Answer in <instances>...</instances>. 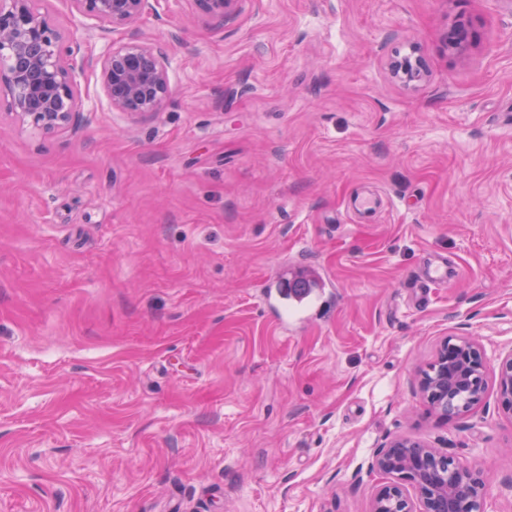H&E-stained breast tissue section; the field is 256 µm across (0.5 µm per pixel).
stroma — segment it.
<instances>
[{"mask_svg": "<svg viewBox=\"0 0 512 512\" xmlns=\"http://www.w3.org/2000/svg\"><path fill=\"white\" fill-rule=\"evenodd\" d=\"M35 2L82 112L47 135L0 107V512H370L398 436L512 512L495 388L447 420L419 389L445 339L512 350V0H241L221 27L154 0L105 39ZM110 42L166 47L159 111L112 108ZM413 43L408 90L385 63ZM438 256L458 276L416 297ZM285 267L322 279L295 325L264 302Z\"/></svg>", "mask_w": 512, "mask_h": 512, "instance_id": "obj_1", "label": "stroma"}]
</instances>
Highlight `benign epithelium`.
Segmentation results:
<instances>
[{
  "label": "benign epithelium",
  "mask_w": 512,
  "mask_h": 512,
  "mask_svg": "<svg viewBox=\"0 0 512 512\" xmlns=\"http://www.w3.org/2000/svg\"><path fill=\"white\" fill-rule=\"evenodd\" d=\"M190 2L222 24L235 17L241 0ZM70 3L75 12L97 19L113 32L136 22L151 8L150 0ZM471 37L470 29L458 23L451 35H443V44L450 53L458 54ZM71 55L63 34L32 7L31 0H0V58L11 59V64L0 65V93L20 121L46 134L72 126L78 89ZM166 60L165 51L149 43L110 45L102 56L101 79L112 107L131 114L160 110L170 93ZM387 69L392 78L408 87L429 77L427 64L414 45L408 53L389 58ZM433 365L429 373L421 374L425 401L434 394L446 396L459 385L470 387L473 404L483 400L488 362L477 340L443 341ZM494 379L498 403L512 416V351L498 357ZM368 470L387 476L376 489L371 512H457L461 499L475 505L473 512H483L486 473L409 437H397L377 449Z\"/></svg>",
  "instance_id": "7a95c632"
}]
</instances>
